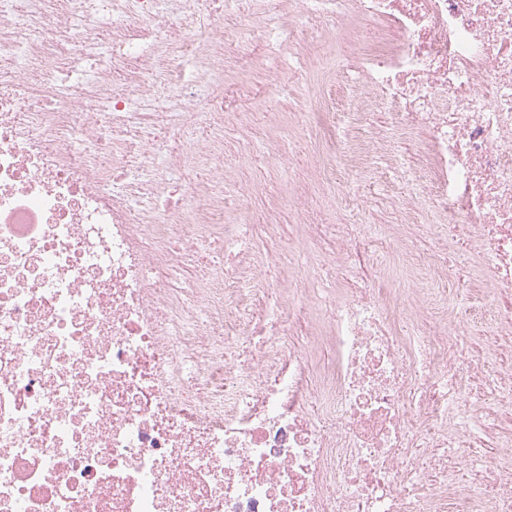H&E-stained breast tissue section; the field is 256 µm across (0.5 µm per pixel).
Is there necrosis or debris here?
I'll return each mask as SVG.
<instances>
[{
    "label": "necrosis or debris",
    "instance_id": "4bbe7bcc",
    "mask_svg": "<svg viewBox=\"0 0 512 512\" xmlns=\"http://www.w3.org/2000/svg\"><path fill=\"white\" fill-rule=\"evenodd\" d=\"M218 2L0 0V512H512V0H296L344 76L286 116L226 111L224 65L291 22ZM286 122L326 151L258 262L224 139L278 161ZM341 169L430 202L427 265L372 181L332 219ZM482 275L486 340L448 321Z\"/></svg>",
    "mask_w": 512,
    "mask_h": 512
}]
</instances>
